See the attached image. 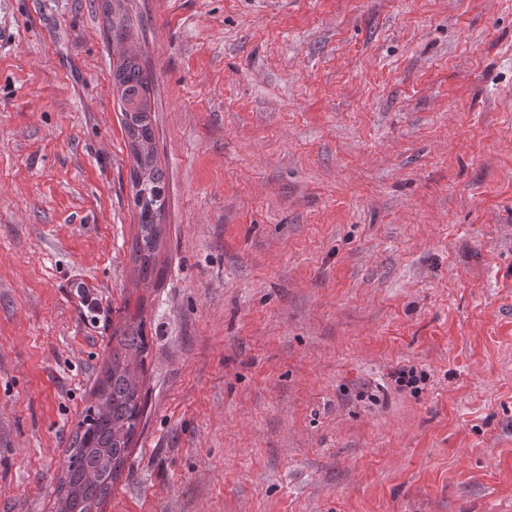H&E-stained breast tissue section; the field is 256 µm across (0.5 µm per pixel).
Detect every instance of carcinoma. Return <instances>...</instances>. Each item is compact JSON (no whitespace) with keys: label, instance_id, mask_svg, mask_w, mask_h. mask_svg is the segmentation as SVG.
<instances>
[{"label":"carcinoma","instance_id":"1","mask_svg":"<svg viewBox=\"0 0 512 512\" xmlns=\"http://www.w3.org/2000/svg\"><path fill=\"white\" fill-rule=\"evenodd\" d=\"M103 20L118 49L112 83L135 161L132 180L139 232L132 244L134 271L139 280L148 281L161 275L157 254L166 208L164 176L155 148L153 85L137 54L124 46L130 18L121 0H104ZM148 347L141 323L126 324L117 337L98 381L97 401L85 410L66 449L67 468L57 487L59 512H98L118 479L143 429L146 394L141 375Z\"/></svg>","mask_w":512,"mask_h":512}]
</instances>
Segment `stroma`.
<instances>
[{"label":"stroma","mask_w":512,"mask_h":512,"mask_svg":"<svg viewBox=\"0 0 512 512\" xmlns=\"http://www.w3.org/2000/svg\"><path fill=\"white\" fill-rule=\"evenodd\" d=\"M125 6L148 284L101 0H0V512H55L133 320L104 512H512V0ZM103 20L119 50L112 68V83L135 161L132 180L139 232L132 244L134 271L140 281H148L161 275L156 258L163 234L160 223L166 208L164 176L155 148L153 85L132 47H124L130 18L121 0L104 1ZM116 333L112 334L113 339ZM148 341L143 324L125 325L112 346L89 406L66 449L67 468L57 487V512H98L144 427V374Z\"/></svg>","instance_id":"obj_1"}]
</instances>
